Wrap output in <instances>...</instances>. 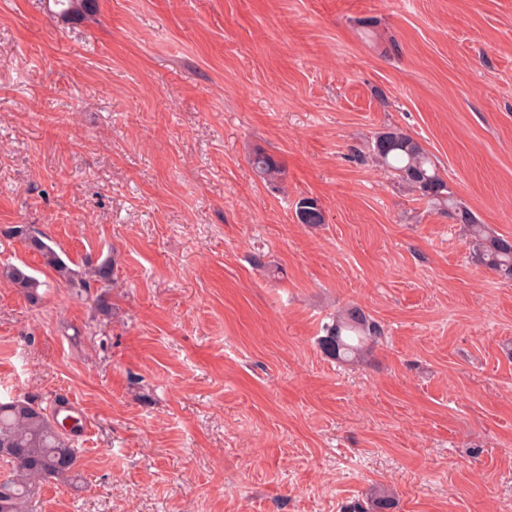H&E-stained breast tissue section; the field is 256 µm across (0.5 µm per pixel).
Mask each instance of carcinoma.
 <instances>
[{
  "label": "carcinoma",
  "instance_id": "carcinoma-1",
  "mask_svg": "<svg viewBox=\"0 0 512 512\" xmlns=\"http://www.w3.org/2000/svg\"><path fill=\"white\" fill-rule=\"evenodd\" d=\"M95 9V0H52L50 12L58 21L68 24L90 16ZM372 152L378 165L394 175L408 192L469 228L468 245L474 261L501 278L512 280V239L479 223L456 200L422 143L400 128L387 127L376 133ZM250 165L268 184L280 180L282 168L273 156L256 151L250 156ZM295 214L300 224L324 223L322 208L313 198L299 199ZM10 234L37 252L60 283L78 293L90 288L93 282L102 288L114 283L115 265L108 257L85 260L86 273L80 276L34 225H16ZM0 283L23 293L32 303L40 299V282L19 265L1 264ZM381 337L382 329L375 320L360 307L349 306L324 326L318 344L330 358L356 361ZM68 427L74 431L79 424L54 419L31 400L0 401V465L7 469V474L0 478V512H34L33 503L44 484L52 481L72 484L78 480L77 450L70 444ZM394 505L393 496L376 490L365 500L351 505L348 512H391Z\"/></svg>",
  "mask_w": 512,
  "mask_h": 512
}]
</instances>
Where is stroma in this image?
I'll use <instances>...</instances> for the list:
<instances>
[{"label":"stroma","mask_w":512,"mask_h":512,"mask_svg":"<svg viewBox=\"0 0 512 512\" xmlns=\"http://www.w3.org/2000/svg\"><path fill=\"white\" fill-rule=\"evenodd\" d=\"M96 2L0 0V263L41 283L0 284V401L89 420L37 512H512V282L372 158L403 129L512 238V0ZM17 224L114 258L110 312ZM350 304L384 335L341 363ZM96 0H52L49 11L54 17L65 24L82 20L94 13ZM249 162L255 174L269 185H275L280 180L282 168L273 156L255 151ZM295 214L298 223L317 225L324 223V214L317 200L314 198H300L295 205ZM0 283L15 288L32 303L37 302L41 297L38 291L40 282L19 265L1 264ZM382 337L379 324L358 306L345 308L323 328L319 347L330 358L357 361ZM394 505L393 496L384 490H375L366 500L351 505L347 512H391Z\"/></svg>","instance_id":"1"}]
</instances>
